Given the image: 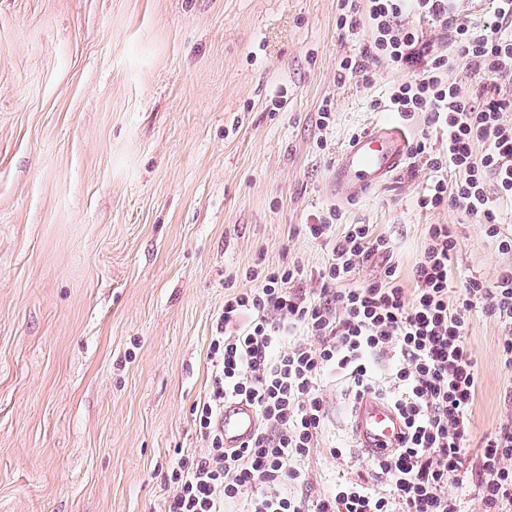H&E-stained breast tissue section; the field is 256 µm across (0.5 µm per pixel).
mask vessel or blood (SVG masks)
<instances>
[{"instance_id": "1", "label": "vessel or blood", "mask_w": 512, "mask_h": 512, "mask_svg": "<svg viewBox=\"0 0 512 512\" xmlns=\"http://www.w3.org/2000/svg\"><path fill=\"white\" fill-rule=\"evenodd\" d=\"M411 139L407 127L392 121L366 127L338 154L328 185L331 197L349 203L386 183L409 159ZM217 426L224 434L225 447H242L255 432L256 412L246 401H226ZM351 427L360 448L375 457L401 447L407 433L396 409L371 393L356 401Z\"/></svg>"}]
</instances>
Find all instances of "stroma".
<instances>
[{"mask_svg":"<svg viewBox=\"0 0 512 512\" xmlns=\"http://www.w3.org/2000/svg\"><path fill=\"white\" fill-rule=\"evenodd\" d=\"M344 0H0V512H162L180 458L205 451L194 403L224 284L246 269L327 260L301 229L336 208L370 224L403 273L429 225L451 224L461 275L512 266L482 225L420 209L405 164L348 205L327 191L337 153L400 75L340 81L369 44ZM284 96L275 108L276 96ZM328 128H319L322 108ZM478 461L506 419L512 370L474 316ZM326 419L296 494L365 470L352 382L322 379ZM341 448L334 457L331 447Z\"/></svg>","mask_w":512,"mask_h":512,"instance_id":"35a3bbf8","label":"stroma"}]
</instances>
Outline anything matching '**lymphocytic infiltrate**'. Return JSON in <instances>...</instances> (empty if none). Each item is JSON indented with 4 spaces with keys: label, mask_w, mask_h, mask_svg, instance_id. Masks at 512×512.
<instances>
[{
    "label": "lymphocytic infiltrate",
    "mask_w": 512,
    "mask_h": 512,
    "mask_svg": "<svg viewBox=\"0 0 512 512\" xmlns=\"http://www.w3.org/2000/svg\"><path fill=\"white\" fill-rule=\"evenodd\" d=\"M459 4L366 0L363 9L349 8L339 26L366 24L371 42L365 54L341 61L340 74L368 78L375 62L403 73L386 111L404 121L425 113L446 135L438 150L416 144L415 158L433 174L418 207L456 208L511 254L498 204L512 201V123L504 118L512 108V0H495L493 21L482 25L464 21ZM427 25L446 33L448 52L425 39ZM457 62L469 86L452 78ZM447 168L454 182L444 178ZM336 217L331 209L303 227L330 247L317 288L297 287L300 266L256 267L245 273L252 288L225 295L209 343L211 387L192 408L208 448L172 468L165 512H461L448 486L467 479L481 512H512V418L484 437L478 466L465 467L478 390L468 331L474 314L492 320L503 336V364L512 368V269L491 283L461 277L452 263L456 235L450 225L433 224L412 287L389 261L358 284L356 272L392 246L369 224L337 231ZM374 358L391 366L394 386L385 396L407 428L402 448L370 462L384 490H372L362 476H341L327 496L293 494L322 431L324 375L349 379L360 394L377 392ZM228 398L250 402L258 415L255 435L238 449L225 448L216 427Z\"/></svg>",
    "instance_id": "f902f5d3"
}]
</instances>
